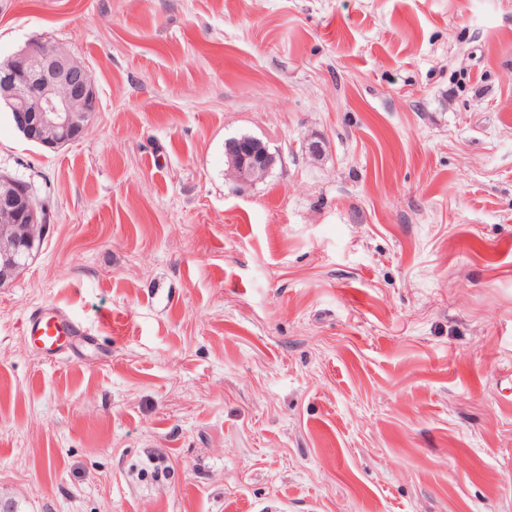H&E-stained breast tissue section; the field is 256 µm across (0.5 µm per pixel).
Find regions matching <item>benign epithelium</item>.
I'll return each mask as SVG.
<instances>
[{
    "mask_svg": "<svg viewBox=\"0 0 512 512\" xmlns=\"http://www.w3.org/2000/svg\"><path fill=\"white\" fill-rule=\"evenodd\" d=\"M0 104L24 137L50 150L78 141L89 118L98 111L94 81L84 64L51 42H36L0 63ZM225 155L234 179L247 185L266 177L277 157L260 140L231 138ZM45 223L31 188L0 175V265L20 271L33 256L34 239L27 228Z\"/></svg>",
    "mask_w": 512,
    "mask_h": 512,
    "instance_id": "1",
    "label": "benign epithelium"
}]
</instances>
